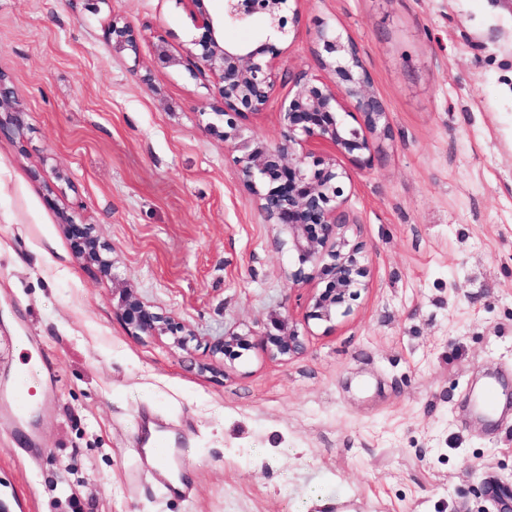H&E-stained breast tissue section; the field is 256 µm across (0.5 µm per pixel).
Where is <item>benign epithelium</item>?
Wrapping results in <instances>:
<instances>
[{"mask_svg":"<svg viewBox=\"0 0 512 512\" xmlns=\"http://www.w3.org/2000/svg\"><path fill=\"white\" fill-rule=\"evenodd\" d=\"M290 2L224 0L220 15L198 11L200 35L192 40L189 54L196 66L215 80L211 111L224 118V142L241 152L237 158L241 176L256 196L265 221L288 232V250L297 255V264L288 271L291 287L310 279L308 266L322 265L326 286L309 297L308 318L330 323L350 312V301L367 287L368 275L358 258L362 245L350 242L343 233L348 224L343 210L348 174L338 167L337 158L370 163L374 146L366 132L387 135V113L351 38L322 28L318 39L325 55L319 58V67L325 76L296 79V90L281 111L283 141L269 146L246 134L234 117L262 111L276 93L282 49L269 42L257 47L230 45L224 41V26L228 22L243 24L262 14L276 39L284 40L289 35L286 14L291 11ZM109 36L113 49L137 51V36L129 24L112 22ZM345 101L352 107L347 115L360 127L338 118L337 109ZM22 114L12 88L0 74V127L7 123L14 133L23 134ZM62 229L78 259L102 277L113 275L109 249L91 225L65 218ZM121 319L137 334L167 335L178 346L193 339L184 324L156 312L133 293L122 301ZM258 342L272 345L282 356H295L304 349L299 331L288 317L277 320L274 331L259 336ZM249 345L248 335L229 331L218 339L212 352L238 357Z\"/></svg>","mask_w":512,"mask_h":512,"instance_id":"7a95c632","label":"benign epithelium"}]
</instances>
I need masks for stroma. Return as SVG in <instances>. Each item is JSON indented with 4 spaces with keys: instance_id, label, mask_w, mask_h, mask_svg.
Returning a JSON list of instances; mask_svg holds the SVG:
<instances>
[{
    "instance_id": "35a3bbf8",
    "label": "stroma",
    "mask_w": 512,
    "mask_h": 512,
    "mask_svg": "<svg viewBox=\"0 0 512 512\" xmlns=\"http://www.w3.org/2000/svg\"><path fill=\"white\" fill-rule=\"evenodd\" d=\"M297 8L248 134L282 141L325 26L355 41L390 122L371 164L348 168L367 286L328 326L306 320L323 277L289 287L287 232L207 126L195 9L0 0V74L25 122L0 131V388L38 391L30 424L0 412L9 512H498L512 488V0ZM116 17L137 53L113 50ZM65 214L111 248L113 279L76 259ZM127 290L194 341L133 334ZM284 316L299 355L210 351ZM491 378L495 420L474 403ZM144 415L183 445L184 490L147 461Z\"/></svg>"
}]
</instances>
